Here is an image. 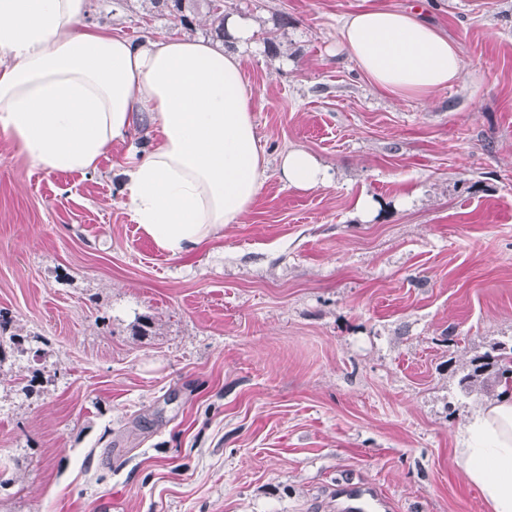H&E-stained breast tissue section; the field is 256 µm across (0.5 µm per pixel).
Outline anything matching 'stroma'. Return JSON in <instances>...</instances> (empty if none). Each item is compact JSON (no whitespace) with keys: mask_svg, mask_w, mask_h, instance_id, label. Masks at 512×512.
Instances as JSON below:
<instances>
[{"mask_svg":"<svg viewBox=\"0 0 512 512\" xmlns=\"http://www.w3.org/2000/svg\"><path fill=\"white\" fill-rule=\"evenodd\" d=\"M223 5L257 32L268 165L222 236L173 258L136 224L115 171L142 122L88 172L0 134V315L28 349L0 356V512H336L345 482L392 512H491L454 450L491 404L460 377L512 340V0ZM364 7L414 9L460 79L377 89L340 42ZM80 26L215 37L151 0H90ZM288 148L329 183L288 186Z\"/></svg>","mask_w":512,"mask_h":512,"instance_id":"obj_1","label":"stroma"}]
</instances>
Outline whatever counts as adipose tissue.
Segmentation results:
<instances>
[{
	"instance_id": "adipose-tissue-1",
	"label": "adipose tissue",
	"mask_w": 512,
	"mask_h": 512,
	"mask_svg": "<svg viewBox=\"0 0 512 512\" xmlns=\"http://www.w3.org/2000/svg\"><path fill=\"white\" fill-rule=\"evenodd\" d=\"M86 0H0V133L47 172L88 171L125 142L134 113L154 135L128 153L122 193L142 230L177 257L239 223L267 168L242 56L195 38L135 44L80 28ZM342 45L382 89L422 97L461 75L446 36L403 10L345 16ZM292 187L330 176L301 149L281 153ZM492 512H512V397L474 415L456 451Z\"/></svg>"
}]
</instances>
